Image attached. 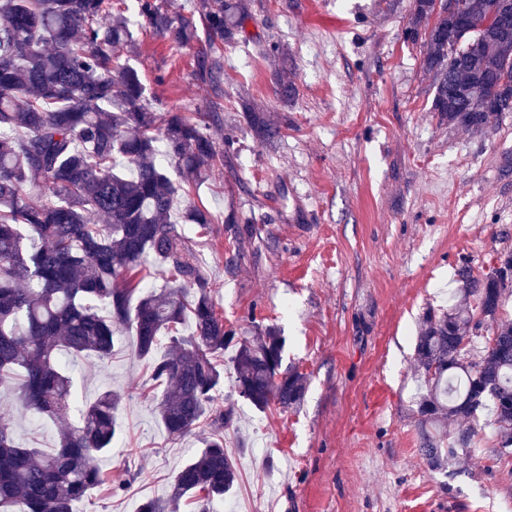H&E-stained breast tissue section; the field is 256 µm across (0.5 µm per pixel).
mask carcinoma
<instances>
[{"mask_svg": "<svg viewBox=\"0 0 512 512\" xmlns=\"http://www.w3.org/2000/svg\"><path fill=\"white\" fill-rule=\"evenodd\" d=\"M142 27L185 46L198 40L201 79L224 80L220 46L248 17L246 0H199V18L173 15L158 0H133ZM407 35L424 37L423 68L433 74V111L472 133L512 112V32L493 18L512 0H468L466 18L434 17L415 0ZM138 40L126 11L112 0H0V390L60 428L46 453L21 444L0 421V512H72V504L105 484L99 458L112 449L125 400L107 390L71 420L69 369L62 354L112 356L115 335L132 329L139 356L151 359L161 393L157 418L172 436L205 422L213 433L175 475L165 498L137 512H179L189 497L199 512L238 481L224 451L228 423L216 407L224 351L232 347L233 388L256 410L289 409L304 395V376L282 369L283 338L273 325L253 336L224 328L208 279L185 256L177 224L206 228V213L179 198L224 162L211 128L217 111L158 112L129 63ZM255 136L281 132L258 106H245ZM164 277L149 289L147 259ZM512 253H498L488 272L459 270L462 296L427 315L415 347L426 393L419 403L420 455L433 469L457 463L474 443L482 411L491 415L499 449L512 452V320L501 317L512 289L488 279ZM191 321L189 335L181 334ZM496 336L480 354L471 335ZM168 338L165 352L158 349ZM471 425L448 432L449 420Z\"/></svg>", "mask_w": 512, "mask_h": 512, "instance_id": "carcinoma-1", "label": "carcinoma"}]
</instances>
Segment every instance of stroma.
<instances>
[{
  "label": "stroma",
  "mask_w": 512,
  "mask_h": 512,
  "mask_svg": "<svg viewBox=\"0 0 512 512\" xmlns=\"http://www.w3.org/2000/svg\"><path fill=\"white\" fill-rule=\"evenodd\" d=\"M223 48L214 92L196 71L205 47L147 31L130 63L156 109H220L233 146L191 200L212 222L181 225L190 261L237 332L278 328L283 364L306 378L301 405L260 412L225 368L219 403L239 512H512V458L480 423L463 464L430 470L419 448L415 346L428 308L448 306L456 272L512 252V113L480 135L439 123L424 48L406 38L412 0H248ZM295 88L281 102L276 79ZM282 126L258 141L241 100ZM77 403L130 392L111 456L114 492L73 512H137L164 496L201 434L168 437L154 412L148 360L124 331L110 360L71 359ZM18 440L52 451L58 430L0 397Z\"/></svg>",
  "instance_id": "obj_1"
}]
</instances>
